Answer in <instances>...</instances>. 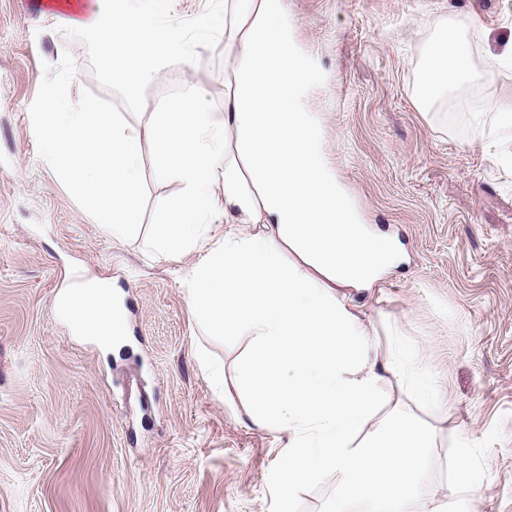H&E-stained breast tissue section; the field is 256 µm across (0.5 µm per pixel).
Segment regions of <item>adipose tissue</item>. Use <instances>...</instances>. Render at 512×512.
Wrapping results in <instances>:
<instances>
[{
	"mask_svg": "<svg viewBox=\"0 0 512 512\" xmlns=\"http://www.w3.org/2000/svg\"><path fill=\"white\" fill-rule=\"evenodd\" d=\"M162 11V0H112L111 11L73 21L111 56L112 82L131 99L170 63H192L207 46L162 21ZM480 77L467 31L452 36L435 24L415 85L418 106L464 96ZM310 82L283 0H224L223 110L210 106L198 82L176 105L155 108L160 157L183 192L165 207L153 246L196 247L207 214L223 209L230 228L195 265L188 294L206 328L250 339L238 389L255 426L288 434L282 505L322 467L339 476L345 499L403 512L435 431L378 411L393 381L427 408L438 405V393L411 347L379 357L357 312V293L377 287L398 255L361 224L324 164L322 130L305 106ZM240 224L261 230L241 234ZM59 309L104 351L126 340L109 283L86 282ZM457 448L450 497L456 512H468L482 468L466 438Z\"/></svg>",
	"mask_w": 512,
	"mask_h": 512,
	"instance_id": "1",
	"label": "adipose tissue"
}]
</instances>
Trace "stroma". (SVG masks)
I'll use <instances>...</instances> for the list:
<instances>
[{"instance_id":"obj_1","label":"stroma","mask_w":512,"mask_h":512,"mask_svg":"<svg viewBox=\"0 0 512 512\" xmlns=\"http://www.w3.org/2000/svg\"><path fill=\"white\" fill-rule=\"evenodd\" d=\"M33 0H0V512H279L287 432L259 429L228 387L245 336H212L185 288L204 249L155 254L151 239L182 186L165 174L147 131L155 104L201 78L224 105V34L209 36L195 71L174 62L138 100L113 85L112 61L89 32ZM314 78L306 106L327 164L364 224L405 259L360 294L379 352L413 346L444 408L421 409L401 387L390 407L434 428L436 444L406 512L447 507L458 433L485 474L474 512H512V156L486 146L473 120L512 108V0H284ZM224 0H167L163 18L194 30ZM456 19L475 35L489 76L469 95L429 109L415 102L432 23ZM70 89L114 101L144 135L149 201L136 239L111 236L37 154L29 108L44 64L63 52ZM120 293L128 338L103 355L56 305L74 273ZM342 502L321 469L291 512H366Z\"/></svg>"}]
</instances>
